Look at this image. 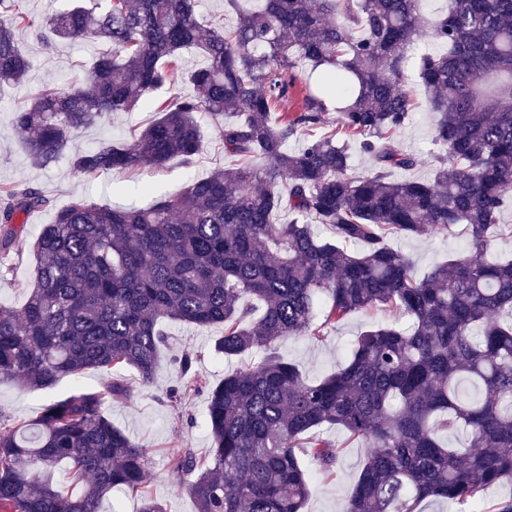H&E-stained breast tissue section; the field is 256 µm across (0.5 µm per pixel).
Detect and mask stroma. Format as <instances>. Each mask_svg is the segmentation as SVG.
<instances>
[{"label": "stroma", "instance_id": "stroma-1", "mask_svg": "<svg viewBox=\"0 0 512 512\" xmlns=\"http://www.w3.org/2000/svg\"><path fill=\"white\" fill-rule=\"evenodd\" d=\"M20 43L31 68L25 84L0 92V185L20 182L37 187L48 198L49 206L25 217L21 242L0 257V304L16 309L24 304L27 287L34 280L36 259L32 245L43 226L52 222L56 210L78 198L99 204L114 203L112 187L117 183L126 188V202L146 206L154 197L175 196L192 181L206 178L232 163L224 152L219 132L206 124L202 127L200 151L189 166L175 159L158 171L92 176L75 172L64 159L47 168L33 165L21 135L13 126L14 110L26 105L30 97L50 81L66 84L83 78L100 46L76 39L48 52L26 30L20 34ZM155 117V112L145 105L130 112H119L94 127L75 132L73 144L86 149L105 138L122 142ZM435 121L434 114L426 107H418L395 135L397 146L419 159L418 166L409 170V177L427 179L432 175L430 153ZM395 244L410 258L416 274L421 276L434 265L465 251L469 238L459 226L449 235L433 232L419 238H399ZM406 322L404 315L381 308L356 312L324 329L321 338H287L278 344L277 351L306 377L320 378L344 365L351 345L362 331ZM163 329L167 338L159 352L154 383L145 387L133 370L118 371V379L131 387L132 395L127 399L109 400L107 411L116 427L148 448L151 464L147 486L164 504L166 512H197L193 499L178 490L167 463L187 449L194 452L197 460L207 459L211 446L205 425L207 395L200 392L177 402L170 399V390L178 386L181 378L176 359L183 353H190L194 370L207 385L215 386L223 381L225 374L257 365L262 355L253 351L232 358L216 356L214 342L224 333L220 326L200 330L180 322H168ZM107 381L106 374L88 371L77 378L61 379L46 390L23 389L10 382H0V415L17 425L35 418L48 400L67 396L77 389L100 390ZM322 433L337 446L339 461L331 475H314L306 509L307 512H338L371 450L366 443L348 439L342 430L326 427Z\"/></svg>", "mask_w": 512, "mask_h": 512}]
</instances>
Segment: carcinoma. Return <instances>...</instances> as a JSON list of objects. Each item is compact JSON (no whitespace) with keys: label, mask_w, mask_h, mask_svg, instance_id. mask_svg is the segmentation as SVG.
Instances as JSON below:
<instances>
[{"label":"carcinoma","mask_w":512,"mask_h":512,"mask_svg":"<svg viewBox=\"0 0 512 512\" xmlns=\"http://www.w3.org/2000/svg\"><path fill=\"white\" fill-rule=\"evenodd\" d=\"M258 2L226 0L237 16L226 27L200 17L195 0H74L38 21L25 0H0V87L28 77L21 30L47 50L72 38L104 46L83 81L14 111L33 164L65 158L94 175L190 164L205 117L235 158L146 208L81 198L59 209L35 242L22 310L0 305V381L45 389L124 367L149 384L164 322L221 325L216 354L263 358L209 388L192 356L181 359L172 397L207 388L210 462L188 450L168 465L197 512H303L311 469L338 462L325 425L374 448L342 512L480 503L512 485V321L499 320L512 318V259H487L512 205V0H451L427 28L421 0ZM427 35L446 51H417ZM190 48L204 64L186 70ZM411 59L438 116L427 181L394 178L417 165L393 143L415 108ZM295 70L290 112L281 104ZM179 81L192 93L154 100ZM146 101L158 116L129 140L72 146V132ZM326 112L336 129L316 137ZM302 134V149L288 151ZM350 138L373 160L365 175H349ZM47 205L34 187L0 186V252L21 235L20 215ZM313 222L334 236L318 237ZM459 225L469 249L422 278L388 241ZM377 308L410 325L364 331L322 379L277 352L318 316L325 326ZM129 396L113 381L50 400L22 426L0 418V512H102L118 487L139 494L138 512H164L146 489L148 449L106 410ZM457 432L464 450L443 440Z\"/></svg>","instance_id":"carcinoma-1"}]
</instances>
